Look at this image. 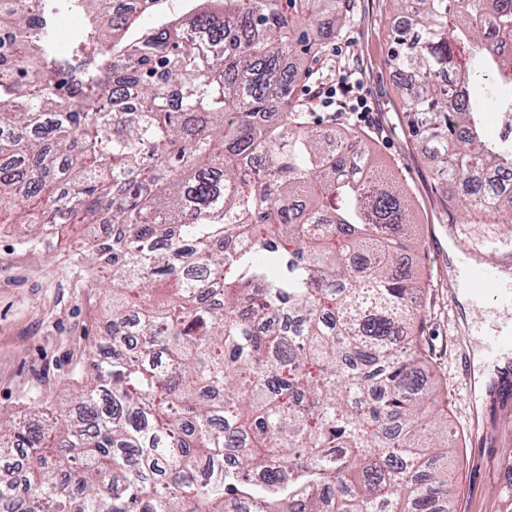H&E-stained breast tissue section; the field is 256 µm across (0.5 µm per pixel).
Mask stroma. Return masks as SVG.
Wrapping results in <instances>:
<instances>
[{"instance_id":"stroma-1","label":"stroma","mask_w":512,"mask_h":512,"mask_svg":"<svg viewBox=\"0 0 512 512\" xmlns=\"http://www.w3.org/2000/svg\"><path fill=\"white\" fill-rule=\"evenodd\" d=\"M397 22L392 0H353L346 24L323 40L294 83L292 100L310 113L322 136L334 137L340 129L368 136L378 168L405 185L410 230L421 244L406 263L426 284L417 302L427 312L421 336L429 374L444 389L449 419L466 435L463 447L453 451L448 512H512V443L493 434L498 416L512 415V394L477 393L474 379L463 378L455 360L461 348L480 352L483 336L512 310L462 302L452 259L459 241L473 248L474 259L494 260L502 245H512V223L463 212L451 199L452 188L433 176L409 133L399 77L389 63ZM321 80L356 84L369 112L322 108L309 95ZM66 230L67 237L53 234L39 245L24 224L0 234L1 413L22 415L35 394L53 408L68 409L74 369L110 328L108 284L94 280L98 261L92 248L104 227L70 224Z\"/></svg>"}]
</instances>
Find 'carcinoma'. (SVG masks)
Masks as SVG:
<instances>
[{"label":"carcinoma","mask_w":512,"mask_h":512,"mask_svg":"<svg viewBox=\"0 0 512 512\" xmlns=\"http://www.w3.org/2000/svg\"><path fill=\"white\" fill-rule=\"evenodd\" d=\"M413 137L512 223V0H392ZM0 0V213L108 224L112 334L72 410L0 416V512H447L408 197L292 83L350 0ZM82 26L61 47L55 16Z\"/></svg>","instance_id":"cac0c4a2"}]
</instances>
